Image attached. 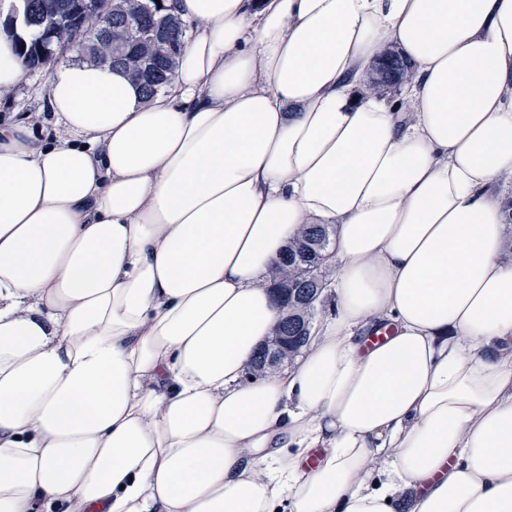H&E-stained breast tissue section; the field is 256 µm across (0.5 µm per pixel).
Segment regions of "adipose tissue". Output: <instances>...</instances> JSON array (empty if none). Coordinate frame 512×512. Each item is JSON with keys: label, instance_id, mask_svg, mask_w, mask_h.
<instances>
[{"label": "adipose tissue", "instance_id": "1", "mask_svg": "<svg viewBox=\"0 0 512 512\" xmlns=\"http://www.w3.org/2000/svg\"><path fill=\"white\" fill-rule=\"evenodd\" d=\"M164 5V93L0 124V512H512V0ZM305 223L336 312L244 381ZM390 52L393 53L397 58L398 67L396 69V74L394 78L390 81H373L372 84L370 85L371 90L380 89V87H397L408 81V79L410 78L412 69L411 65L408 63L406 59L403 58L401 52L398 49L394 47L387 48L380 54L379 58Z\"/></svg>", "mask_w": 512, "mask_h": 512}]
</instances>
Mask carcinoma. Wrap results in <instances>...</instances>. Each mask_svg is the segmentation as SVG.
I'll use <instances>...</instances> for the list:
<instances>
[{
    "label": "carcinoma",
    "instance_id": "cac0c4a2",
    "mask_svg": "<svg viewBox=\"0 0 512 512\" xmlns=\"http://www.w3.org/2000/svg\"><path fill=\"white\" fill-rule=\"evenodd\" d=\"M30 14L22 19L23 27L29 33L25 50L19 53L26 69H52L57 59L54 54L55 43L46 28L44 10L50 0H27ZM163 0H150L151 13L146 22L150 26L169 29L173 38L184 42L186 29L184 23L175 15L158 7ZM72 19L80 20L89 31L99 32V37L88 50L77 52L76 60L96 64H110L123 68L121 60L146 58L156 64L155 74L151 81H140L137 86L146 100L152 99L167 87L176 75L178 58H163V48L142 40L140 28L133 24V17L124 15V6L118 0H98V8L94 12L82 13L76 10ZM389 52L397 58L398 67L394 78L390 81H374L370 89L380 87H397L411 76V65L403 58L401 52L391 47ZM334 228L330 224H302L296 234L288 241V270L283 276L288 278V286L283 289V304L288 308V316L296 318L297 323L313 321L318 313V306L308 305L299 301L303 292L320 281L315 271V259L326 247Z\"/></svg>",
    "mask_w": 512,
    "mask_h": 512
}]
</instances>
